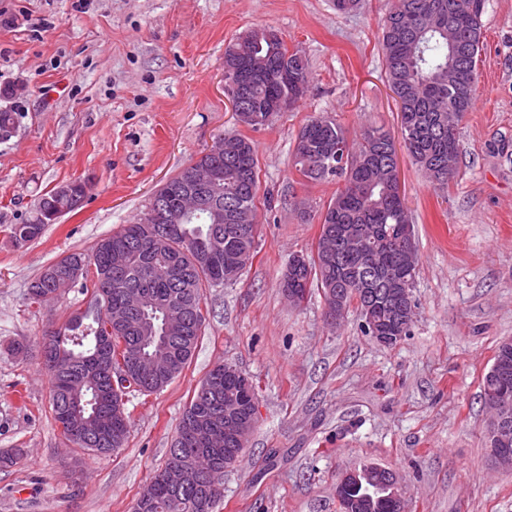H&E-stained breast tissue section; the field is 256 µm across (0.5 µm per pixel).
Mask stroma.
<instances>
[{
  "label": "stroma",
  "instance_id": "35a3bbf8",
  "mask_svg": "<svg viewBox=\"0 0 512 512\" xmlns=\"http://www.w3.org/2000/svg\"><path fill=\"white\" fill-rule=\"evenodd\" d=\"M390 0H0V86L20 115L0 140V512H133L208 371L228 362L258 386L259 422L225 473L217 512H339L349 468L394 471L406 512H512V472L486 445L483 378L512 338V0H486L477 98L459 130L447 184L429 182L398 152L419 265L414 319L399 343L365 335L356 310L338 324L321 293L288 301L281 279L314 253L320 213L337 185L296 171L298 134L315 115L349 139L377 126L401 140L379 44ZM276 31L307 61L311 82L259 129L241 125L224 88V50L247 31ZM252 141L258 236L235 281L207 290L204 329L182 373L163 390L131 393L123 449L91 455L61 434L42 368L45 330L91 309L71 289L28 298L45 267L90 251L130 223L155 192L218 135ZM90 185L82 206L16 245L42 195ZM30 346L27 358L7 352Z\"/></svg>",
  "mask_w": 512,
  "mask_h": 512
}]
</instances>
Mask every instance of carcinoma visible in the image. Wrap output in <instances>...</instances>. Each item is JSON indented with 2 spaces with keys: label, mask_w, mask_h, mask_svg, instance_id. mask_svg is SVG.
Segmentation results:
<instances>
[{
  "label": "carcinoma",
  "mask_w": 512,
  "mask_h": 512,
  "mask_svg": "<svg viewBox=\"0 0 512 512\" xmlns=\"http://www.w3.org/2000/svg\"><path fill=\"white\" fill-rule=\"evenodd\" d=\"M485 0H390L381 24V46L390 88L396 96L401 117L402 140L415 164L438 184H445L454 174L458 134L467 112L471 111L477 91V61L481 51L482 15ZM456 39L454 50L448 47V31ZM224 50V65L236 67L248 78L241 96L244 124L258 129L267 123L266 113L254 110L272 99L298 102L307 88L298 87L293 76L310 77L306 60L299 51H289L284 41H270L265 29L249 30ZM260 116L255 120L252 115ZM18 123V113L0 109V137L10 135ZM298 139L308 140L304 150L294 153L297 171L316 182L337 180L340 185L321 214V227L333 231L328 242L333 258L321 253L310 259L311 269L292 273L288 287L308 295L322 291L350 289L349 302L364 307L366 289L379 293L390 287L391 280L407 274L414 281L418 255L401 238L400 226L411 223L407 208L392 185L391 167L394 151L391 135L380 127H370L357 141H349L335 119L319 115L302 127ZM347 145L345 166L324 172L320 159L332 145ZM224 179L220 186L204 193L203 209L186 217L185 232L169 234L163 224H144L141 212L133 222L100 239L89 253L73 252L47 266L30 284L29 295L40 293L56 298L77 283L92 293L93 316L77 314L65 325L48 331L43 346L50 360L44 363L51 388L55 421L65 439H71L70 423L97 415L102 437L78 443L93 455L120 451L129 433L126 403L106 404L101 393L81 385V379L99 368L97 337L106 331L107 313L99 303L100 290L107 289L112 308L123 303L126 292L142 290L146 302L125 327L110 333L109 349L104 351L109 363L119 359L136 362V355L166 349L171 352V372L154 381V375L142 374L139 392H157L169 385L183 371L197 348L205 319L188 321L181 328H166L167 313L177 308L192 313L202 310L205 292L224 285L251 262L257 234L246 238L232 236L215 243L210 237L213 214L232 207L246 210L255 220L257 172L252 142L241 135L224 137ZM202 154L170 178L174 192L169 196V213L180 209V193L193 189L192 172L209 164ZM75 211L69 197L44 194L34 219L16 224L11 238L24 245L39 238L50 218ZM239 380L230 373L208 372L199 390L186 405L182 418L199 415L207 426L224 432L229 404L236 399ZM180 461L192 463L193 474L179 490L154 481L144 488L133 512H215L224 499V489H205L197 477L215 465L224 464V448L206 449L191 439L174 440L165 465Z\"/></svg>",
  "instance_id": "1"
}]
</instances>
